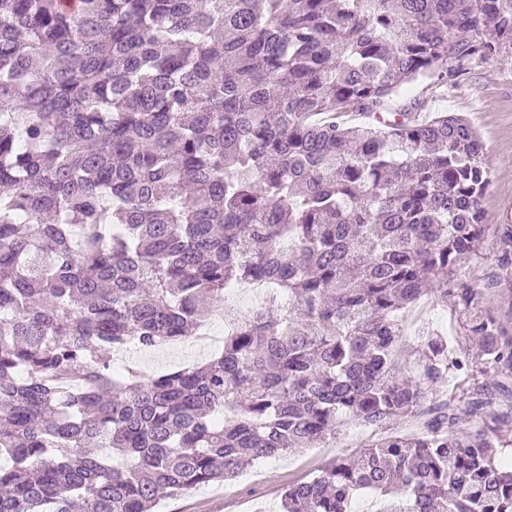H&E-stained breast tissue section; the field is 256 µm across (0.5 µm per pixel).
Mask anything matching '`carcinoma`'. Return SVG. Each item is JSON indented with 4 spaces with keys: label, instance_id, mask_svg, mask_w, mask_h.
Returning a JSON list of instances; mask_svg holds the SVG:
<instances>
[{
    "label": "carcinoma",
    "instance_id": "obj_1",
    "mask_svg": "<svg viewBox=\"0 0 512 512\" xmlns=\"http://www.w3.org/2000/svg\"><path fill=\"white\" fill-rule=\"evenodd\" d=\"M512 54V0H0V512H153L254 461L436 398L463 367L402 312L461 288L492 225L460 115L396 101ZM264 285L203 363L114 368ZM485 385L466 409L494 414ZM440 405L281 512H512V462Z\"/></svg>",
    "mask_w": 512,
    "mask_h": 512
}]
</instances>
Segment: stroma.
<instances>
[{
	"instance_id": "35a3bbf8",
	"label": "stroma",
	"mask_w": 512,
	"mask_h": 512,
	"mask_svg": "<svg viewBox=\"0 0 512 512\" xmlns=\"http://www.w3.org/2000/svg\"><path fill=\"white\" fill-rule=\"evenodd\" d=\"M410 96L424 102L426 109L464 116L476 130L492 172L491 188L484 200L485 221L502 229L512 228V63L476 57L465 63L447 87L417 86ZM466 273L468 284L475 288L495 279L485 308L512 334V263H502L495 234L485 237L477 256L467 262ZM403 325L410 336L423 328L447 336L458 355L471 361L466 370L452 372L447 382L439 384L440 400L451 397L456 404H463L475 386L485 384L495 401L494 411H504L502 392L512 389V377L483 372L476 363L477 350L467 334L457 293L445 299L422 297L414 310L404 312ZM431 418L430 412L420 411L383 426H350L335 445L258 461L233 480L162 501L158 512H277L281 493L288 485L311 478L336 457H356L369 443L416 432Z\"/></svg>"
}]
</instances>
